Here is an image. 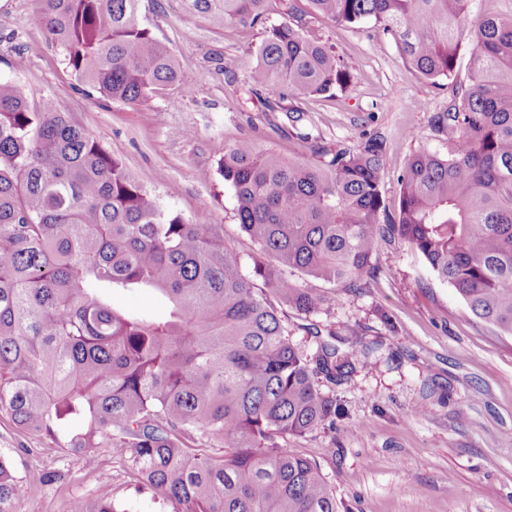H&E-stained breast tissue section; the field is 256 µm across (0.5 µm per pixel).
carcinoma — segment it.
I'll return each mask as SVG.
<instances>
[{"label":"carcinoma","mask_w":512,"mask_h":512,"mask_svg":"<svg viewBox=\"0 0 512 512\" xmlns=\"http://www.w3.org/2000/svg\"><path fill=\"white\" fill-rule=\"evenodd\" d=\"M38 19L79 82L135 103L179 81L170 50L141 25V0H39ZM267 0H184L218 25H255ZM340 25L373 20L409 69L453 75L474 44L469 81L436 116L457 133L446 156L416 152L398 206L381 191L386 139L285 159L241 139L224 154L252 276L220 225L161 207L121 162L46 99L0 81V414L93 465L128 450L132 472L173 512H340L317 462L288 447L336 419L316 385L353 370L336 336L315 366L289 338L288 310L330 298L288 276L355 282L392 232L472 314L512 335V15L466 22L473 0H306ZM332 51L289 24L265 30L255 83L331 96L354 81ZM263 287H257L256 280ZM164 300L163 318L112 304L113 291ZM208 448H220L209 454ZM0 456V512H18ZM68 512H126L79 499Z\"/></svg>","instance_id":"carcinoma-1"}]
</instances>
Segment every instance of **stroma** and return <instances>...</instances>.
<instances>
[{
	"mask_svg": "<svg viewBox=\"0 0 512 512\" xmlns=\"http://www.w3.org/2000/svg\"><path fill=\"white\" fill-rule=\"evenodd\" d=\"M288 3L270 0L254 26L218 27L188 13L183 0H141V24L175 56L180 81L131 104L101 99L76 80L37 20L38 0H0V78L16 82L30 103L52 100L165 209L223 225L224 243L248 275L258 248L242 231L236 197L220 172L238 140L310 161L313 145L354 146L362 131L383 132L382 195L394 208L411 156L451 148L453 133L439 130L434 118L447 109L452 85L468 81L470 42L460 47L454 76L432 82L411 72L374 22L339 26L308 8L296 18ZM293 21L353 69L345 91L296 97L255 84V51L266 28ZM296 107L303 115L294 122L287 113ZM371 266L354 284L308 280L328 303L307 317L288 314L292 339L308 357L319 347L311 324L335 332L342 350L358 342L372 347L368 365L344 382L318 381L340 408L335 429L290 439L289 447L319 463L341 512H512V336L475 318L399 239L382 241ZM420 405L428 414L414 416ZM0 454L20 480L21 512H65L75 497L171 512L113 449H101L89 469L0 415ZM35 469L54 480L30 486L26 477Z\"/></svg>",
	"mask_w": 512,
	"mask_h": 512,
	"instance_id": "obj_1",
	"label": "stroma"
}]
</instances>
